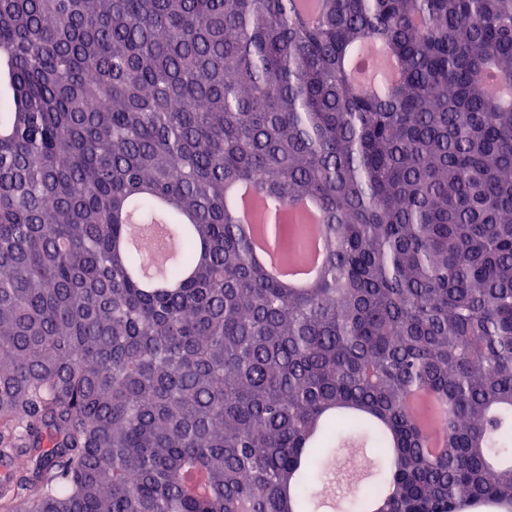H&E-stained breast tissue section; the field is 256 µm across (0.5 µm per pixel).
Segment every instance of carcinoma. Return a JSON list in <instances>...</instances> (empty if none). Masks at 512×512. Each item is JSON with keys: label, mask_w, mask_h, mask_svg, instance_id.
I'll return each instance as SVG.
<instances>
[{"label": "carcinoma", "mask_w": 512, "mask_h": 512, "mask_svg": "<svg viewBox=\"0 0 512 512\" xmlns=\"http://www.w3.org/2000/svg\"><path fill=\"white\" fill-rule=\"evenodd\" d=\"M231 183L318 201L308 291ZM0 462V512H512V0H0ZM226 194L238 213L241 231L252 242L253 259L264 265L271 277L285 283L288 288L295 291L309 288L321 275L324 265L320 236L317 232V224L322 223L317 203L313 200H304L293 206L288 216L282 217L275 225L276 236H273L268 225L257 224L253 205L249 203V197L242 188L231 185L227 187ZM296 219H301L307 224L310 230L309 239L303 261L297 265L286 266L279 261L273 241L276 237L280 248L287 247L291 241L289 228Z\"/></svg>", "instance_id": "1"}]
</instances>
